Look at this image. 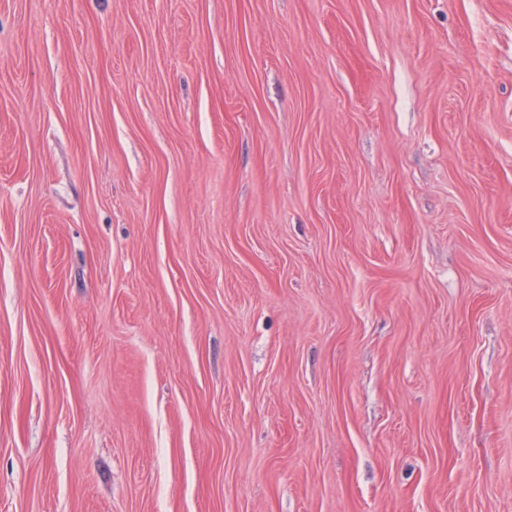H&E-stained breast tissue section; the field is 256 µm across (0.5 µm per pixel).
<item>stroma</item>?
I'll return each instance as SVG.
<instances>
[{"label": "stroma", "instance_id": "obj_1", "mask_svg": "<svg viewBox=\"0 0 512 512\" xmlns=\"http://www.w3.org/2000/svg\"><path fill=\"white\" fill-rule=\"evenodd\" d=\"M0 512H512V0H0Z\"/></svg>", "mask_w": 512, "mask_h": 512}]
</instances>
